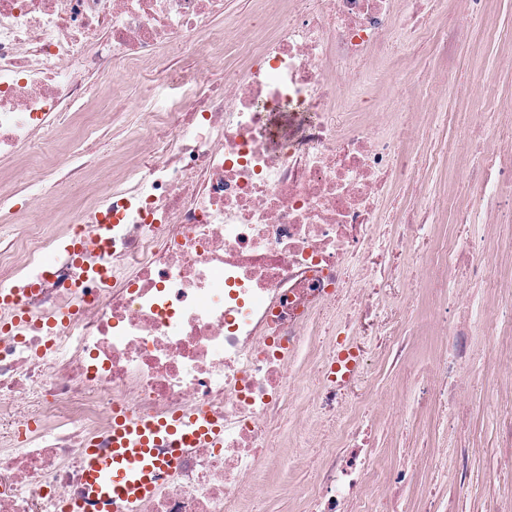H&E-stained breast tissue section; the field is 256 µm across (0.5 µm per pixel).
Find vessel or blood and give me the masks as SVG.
<instances>
[{"instance_id":"vessel-or-blood-1","label":"vessel or blood","mask_w":512,"mask_h":512,"mask_svg":"<svg viewBox=\"0 0 512 512\" xmlns=\"http://www.w3.org/2000/svg\"><path fill=\"white\" fill-rule=\"evenodd\" d=\"M220 434L206 414L172 421L114 417L108 447L89 446L83 456L86 499L94 512H115L118 502L153 493L156 481L171 464L163 443L210 442Z\"/></svg>"}]
</instances>
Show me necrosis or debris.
Returning a JSON list of instances; mask_svg holds the SVG:
<instances>
[{
    "instance_id": "necrosis-or-debris-1",
    "label": "necrosis or debris",
    "mask_w": 512,
    "mask_h": 512,
    "mask_svg": "<svg viewBox=\"0 0 512 512\" xmlns=\"http://www.w3.org/2000/svg\"><path fill=\"white\" fill-rule=\"evenodd\" d=\"M257 2L229 41L215 26L225 0H0V161L106 124L125 159L60 235L47 230L56 204L43 187L72 174L75 156L0 177V222L17 226L0 237V291L41 282L20 307L0 304V512H68L83 452L108 438L116 410L205 411L224 427L120 512H265L269 477L294 468L271 456L287 427L322 439L307 512H369L366 499L396 496L406 470H386L360 428L382 393L359 355L381 306L370 293L376 256L393 250L456 303L450 320H415L411 302L397 305L441 341L437 357L407 369L417 408L435 414L483 393L512 447V269L495 212L512 113L480 89L490 122L451 138L372 95L390 66H416L405 55L389 64L388 45L446 50L431 17L456 0ZM174 55L191 67L172 68ZM120 73L146 78L133 125L122 121ZM160 80L175 90L163 102ZM475 150L478 194L453 215L481 236L428 233L448 192L421 172ZM397 188L410 215L388 220ZM62 236L91 249L41 277ZM481 292L498 302L480 318L471 304ZM343 352L356 355L347 378L332 370Z\"/></svg>"
}]
</instances>
